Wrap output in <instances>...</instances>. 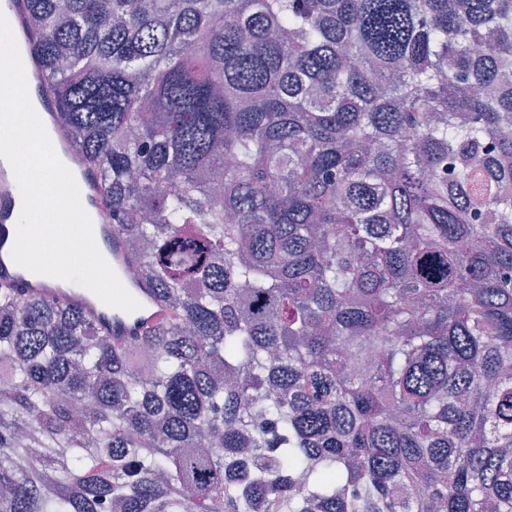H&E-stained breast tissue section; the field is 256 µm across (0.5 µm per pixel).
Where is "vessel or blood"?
<instances>
[{
    "mask_svg": "<svg viewBox=\"0 0 512 512\" xmlns=\"http://www.w3.org/2000/svg\"><path fill=\"white\" fill-rule=\"evenodd\" d=\"M25 75L29 99L39 101L45 117H52L53 98L43 86V64L34 53L25 57ZM53 140L57 147L67 150L68 167L77 175L76 182L85 210L90 211L96 243L116 275H123L133 259L125 249L121 237L112 232V214L108 208L103 184L97 172L88 166L83 155L71 148L61 128H54ZM19 193L13 170L7 161L0 160V280L14 283L24 295L42 298H61L65 302L78 304L92 314L115 338L130 336L143 326L165 321L167 310L155 304L148 286H141L137 299L140 310L127 313L105 305L86 288L62 287L59 279L38 275L15 264L10 256L16 238L15 201Z\"/></svg>",
    "mask_w": 512,
    "mask_h": 512,
    "instance_id": "b4317fda",
    "label": "vessel or blood"
}]
</instances>
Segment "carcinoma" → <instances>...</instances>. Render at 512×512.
Segmentation results:
<instances>
[{"label": "carcinoma", "instance_id": "obj_1", "mask_svg": "<svg viewBox=\"0 0 512 512\" xmlns=\"http://www.w3.org/2000/svg\"><path fill=\"white\" fill-rule=\"evenodd\" d=\"M167 320L0 282V512H512V0H26Z\"/></svg>", "mask_w": 512, "mask_h": 512}]
</instances>
